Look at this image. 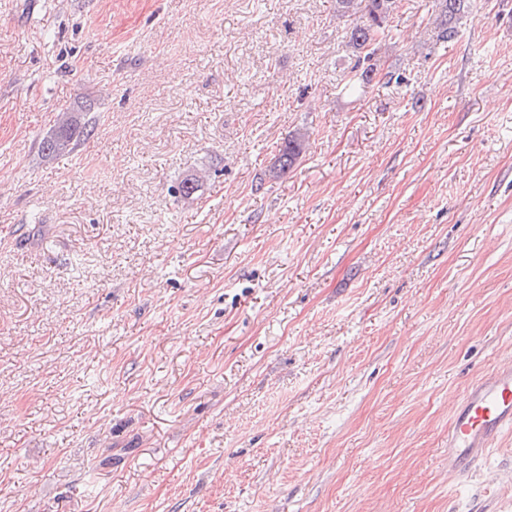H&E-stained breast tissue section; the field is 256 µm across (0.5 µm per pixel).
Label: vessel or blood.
<instances>
[{"label": "vessel or blood", "instance_id": "1", "mask_svg": "<svg viewBox=\"0 0 512 512\" xmlns=\"http://www.w3.org/2000/svg\"><path fill=\"white\" fill-rule=\"evenodd\" d=\"M512 429V368L500 369L464 395L448 430V469L482 456L504 430Z\"/></svg>", "mask_w": 512, "mask_h": 512}]
</instances>
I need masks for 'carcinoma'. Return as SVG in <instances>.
I'll return each instance as SVG.
<instances>
[{
	"mask_svg": "<svg viewBox=\"0 0 512 512\" xmlns=\"http://www.w3.org/2000/svg\"><path fill=\"white\" fill-rule=\"evenodd\" d=\"M437 13L434 24L437 37L442 41L453 40L458 33V24L465 14L468 0H436ZM402 8V0H336V15L341 18L358 15L349 32V42L356 52L355 63L345 76L343 89L359 95L373 79L378 70L375 57L381 43L388 36L387 22ZM90 126L80 127L73 113L64 112L53 130L42 142V151L48 156H64L74 151L80 138L91 135ZM305 135L299 134L288 139L282 147L276 164L268 176L277 178L291 168L305 149ZM200 180L191 175L183 178L175 188L178 197L193 200L200 191Z\"/></svg>",
	"mask_w": 512,
	"mask_h": 512,
	"instance_id": "obj_1",
	"label": "carcinoma"
}]
</instances>
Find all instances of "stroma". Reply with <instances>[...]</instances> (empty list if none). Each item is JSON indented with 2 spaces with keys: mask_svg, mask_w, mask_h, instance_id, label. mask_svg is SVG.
Masks as SVG:
<instances>
[{
  "mask_svg": "<svg viewBox=\"0 0 512 512\" xmlns=\"http://www.w3.org/2000/svg\"><path fill=\"white\" fill-rule=\"evenodd\" d=\"M469 2L404 0L355 97L335 0H0V512H512V432L448 470L512 367V0ZM438 8L433 24L437 37L442 41L453 40L458 33V24L465 14L468 0H436ZM79 123L75 120L72 112H62L61 117L53 130L47 134L42 142V151L48 156H64L74 151L80 141V137L85 139L91 135L90 126H84L81 130ZM305 135L299 134L288 139L282 147L276 164L269 170V178H277L290 169L300 158L305 149ZM505 429H512V368L496 370L464 395L448 430V470L482 456Z\"/></svg>",
  "mask_w": 512,
  "mask_h": 512,
  "instance_id": "stroma-1",
  "label": "stroma"
}]
</instances>
